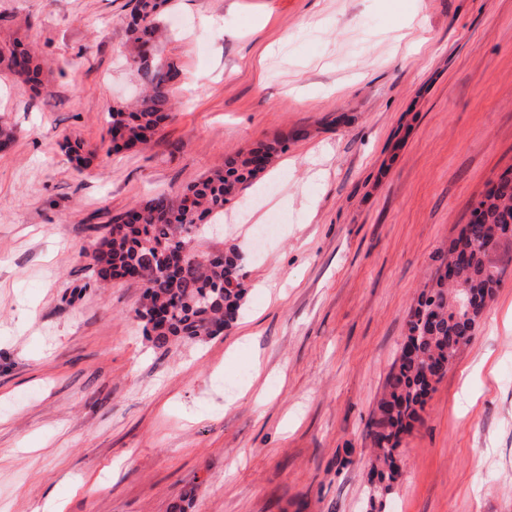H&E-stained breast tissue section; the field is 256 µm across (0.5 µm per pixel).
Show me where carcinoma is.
I'll return each instance as SVG.
<instances>
[{
    "mask_svg": "<svg viewBox=\"0 0 512 512\" xmlns=\"http://www.w3.org/2000/svg\"><path fill=\"white\" fill-rule=\"evenodd\" d=\"M168 0H130L126 22L131 62L148 83L134 106L112 109L106 116L109 149L148 144L173 119L171 87L179 70L155 53L161 38V16ZM0 66L19 76L35 93L45 88L43 68L34 51L20 42L0 45ZM82 174L93 151L79 141L63 145ZM284 150L278 140L229 157L224 166L175 194L159 192L112 218L106 233L81 256L96 286L128 274L139 275L143 293L136 317L143 333L158 347L169 342L220 336L238 321L249 287L241 256L234 248L209 253L193 245L212 221L224 216V205ZM437 270L456 266L463 290L436 276L412 310L407 325L413 352L394 361L370 423L374 449L371 477L378 498L391 494L405 466L401 435L420 418L435 384L476 336L487 302L512 264V173L489 184L471 218L438 254Z\"/></svg>",
    "mask_w": 512,
    "mask_h": 512,
    "instance_id": "cac0c4a2",
    "label": "carcinoma"
}]
</instances>
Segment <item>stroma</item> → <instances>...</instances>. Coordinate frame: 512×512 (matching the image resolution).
Listing matches in <instances>:
<instances>
[{
    "instance_id": "stroma-1",
    "label": "stroma",
    "mask_w": 512,
    "mask_h": 512,
    "mask_svg": "<svg viewBox=\"0 0 512 512\" xmlns=\"http://www.w3.org/2000/svg\"><path fill=\"white\" fill-rule=\"evenodd\" d=\"M127 3L0 0V44L31 46L48 86L0 67V512H366L408 315L512 168V0H169L175 117L111 152L106 115L144 84ZM276 136L195 240L248 251L236 325L156 348L140 286H91L82 251ZM67 138L95 152L84 176ZM246 209L274 219L263 239ZM400 450L380 512H512V265Z\"/></svg>"
}]
</instances>
